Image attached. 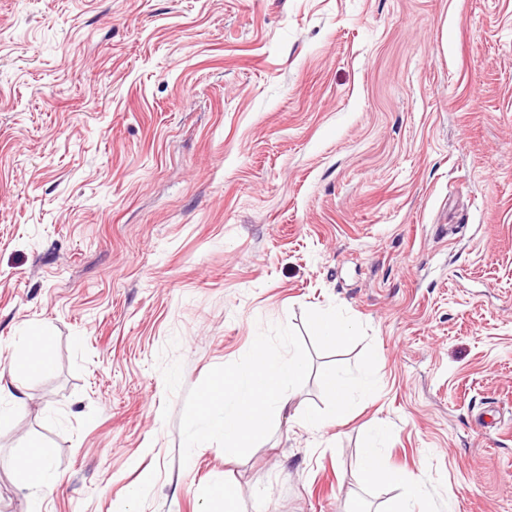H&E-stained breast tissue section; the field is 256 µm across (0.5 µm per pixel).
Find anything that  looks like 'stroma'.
Wrapping results in <instances>:
<instances>
[{"label":"stroma","instance_id":"obj_1","mask_svg":"<svg viewBox=\"0 0 512 512\" xmlns=\"http://www.w3.org/2000/svg\"><path fill=\"white\" fill-rule=\"evenodd\" d=\"M271 324L288 411L182 462L187 391ZM33 330L0 512L34 445L42 512H386L379 420L420 512H512V0H0V368ZM339 364L379 386L340 423ZM316 326L319 336L328 343L337 342L348 334V326L331 313H316ZM38 336H22L21 341L27 342L29 345L28 349L20 356L14 359V361L8 367V371L13 375L26 373L36 368L46 369L49 366V359L43 351H38L33 347V343ZM387 436V429L381 425H374L366 438L361 457V473L363 479L372 481L384 478L396 483L403 484L406 488L407 500L397 506L391 512H413L408 507V502L421 496L419 485L407 484L403 475L389 471L382 455L383 440ZM19 466L25 473L28 488L33 494V503L36 504L51 485L48 461L41 451L34 450L20 459Z\"/></svg>","mask_w":512,"mask_h":512}]
</instances>
